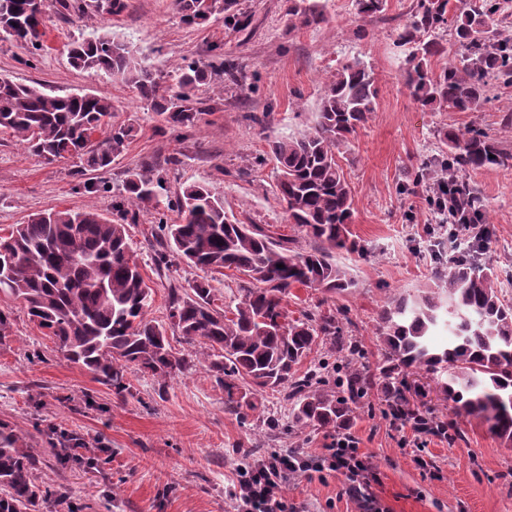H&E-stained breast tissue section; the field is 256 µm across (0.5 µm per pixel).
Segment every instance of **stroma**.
I'll use <instances>...</instances> for the list:
<instances>
[{
    "label": "stroma",
    "mask_w": 512,
    "mask_h": 512,
    "mask_svg": "<svg viewBox=\"0 0 512 512\" xmlns=\"http://www.w3.org/2000/svg\"><path fill=\"white\" fill-rule=\"evenodd\" d=\"M320 25H291L289 0H239L249 17L242 29L223 18L185 25L174 0H129L126 11L97 21L62 9L47 11V46L0 40V74L43 86L51 94L86 92L111 98L116 123L134 122L137 132L106 170L80 171L76 162L47 164L16 138L0 133V234L51 209L92 208L115 218L117 190L127 172L152 166L169 196L200 183L223 198L227 212L246 224L297 238L283 223L272 193L276 180L270 146L312 125L322 83L330 72L359 59L371 66L378 95L366 126L336 152L353 192L351 238L358 249L337 251L335 261L354 281L341 294L299 291L289 298L290 317L318 306L351 321L358 365L377 375L384 349L377 315L388 298L415 296L433 285V259L426 242L435 227L429 188L413 187L411 173L437 152L438 130L477 127L512 153V84H498L491 102L474 112H431L412 98L404 80L403 47L397 32L415 0H387L384 12L360 18L354 0H311ZM107 32L129 42L138 55L175 85L178 65L230 61L237 81L214 77L198 94L214 112L180 133L170 132L137 89L106 76L74 69L69 42ZM178 165H170V158ZM485 202L490 228L481 258L492 265L501 293L512 299V164L470 174ZM94 191H85V184ZM153 215L128 225L132 248L153 290L152 318L165 319L169 291L185 288L200 272L175 258L157 267L159 244ZM12 317V332L0 344V422L17 425L27 444L48 448L47 425L83 436L90 449L106 448L108 463L92 472L60 469L55 457L43 467L47 482L86 501L89 512H234L230 495L240 465L260 458L264 419L283 417L281 395H259V412L224 409V392L205 370L161 382L130 373V388L116 394L79 365L64 360L53 341L29 320L17 302L0 298ZM386 399L373 388L355 406L350 431L378 467L375 492L390 512H512V447L491 435L480 419L459 424L449 440L431 439L425 449L401 446L386 418ZM431 463L423 471L417 458ZM340 474L323 472L289 481V499L310 512H358L342 496Z\"/></svg>",
    "instance_id": "1"
}]
</instances>
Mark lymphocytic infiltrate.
<instances>
[{
  "label": "lymphocytic infiltrate",
  "instance_id": "1",
  "mask_svg": "<svg viewBox=\"0 0 512 512\" xmlns=\"http://www.w3.org/2000/svg\"><path fill=\"white\" fill-rule=\"evenodd\" d=\"M326 470L343 476V492L358 502L360 512H384L372 490L379 475L349 433L337 435L322 451L274 450L241 470L233 491L235 512H306L288 499L285 487L296 475Z\"/></svg>",
  "mask_w": 512,
  "mask_h": 512
}]
</instances>
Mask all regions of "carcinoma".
Instances as JSON below:
<instances>
[{
    "instance_id": "obj_1",
    "label": "carcinoma",
    "mask_w": 512,
    "mask_h": 512,
    "mask_svg": "<svg viewBox=\"0 0 512 512\" xmlns=\"http://www.w3.org/2000/svg\"><path fill=\"white\" fill-rule=\"evenodd\" d=\"M119 15L129 0H80L62 3L91 18ZM289 15L302 26L324 17L306 0H291ZM187 25H202L214 15L243 28L248 22L238 0H175ZM357 14L382 12L386 0H355ZM503 0H417L409 21L398 32L407 47L404 77L414 101L433 112H474L490 99L496 82H512V36L487 39ZM46 0H0V38L39 50L45 36ZM451 28L448 45L440 32ZM454 59L437 72L430 58ZM68 58L80 71L104 75L135 87L176 132L210 111L198 96L208 68L189 63L177 69L176 88L161 87L152 67L127 42L103 34L76 40ZM377 88L372 69L360 59L325 78L314 125L271 144L277 179L274 196L283 221L294 224L313 245L274 237L258 224H243L224 210V201L207 186L189 184L176 201L164 200L163 178L147 168L128 175L119 189L118 217L94 209H58L36 214L0 236V294L17 301L46 331L62 354L118 394L128 390L126 375L135 369L165 380L191 369L172 347L168 331L194 346L204 345L201 365L224 390V407L255 410L259 392L284 394L288 429L332 427L346 430L352 405L372 386L356 367L358 345L336 313L316 306L300 317L288 315L294 288L340 294L353 287L347 271L334 261L338 250H355L349 239L352 188L336 159V149L365 126L375 111ZM112 100L94 94L59 96L36 85L0 74V129L22 142L46 163L78 159L91 169H107L134 137L132 123H112ZM446 151L426 159L416 181L431 168L445 171L461 192L464 214L429 200L440 224L461 217L482 223L483 198L460 174L508 164L503 151L481 129L443 133ZM177 211L170 224L159 220L157 238L166 250L156 264L174 254L203 272L238 271L250 286L239 288L227 305L214 304L208 280L194 281L184 293L169 294L167 322L148 318L152 288L141 271L126 224L139 215ZM377 335L384 347L380 367L388 411L423 422L422 411L406 395L403 379L424 372L437 378L448 410V429L479 418L504 444L512 445V302L502 299L493 268L478 249L436 258L434 290L414 297H393L378 314ZM343 355V374L328 380L323 365L299 373L298 366L317 342ZM17 427L0 423V512H82L61 488L40 480L44 458L23 447ZM84 438L59 432L56 456L89 469L105 462L99 455L75 456Z\"/></svg>"
}]
</instances>
